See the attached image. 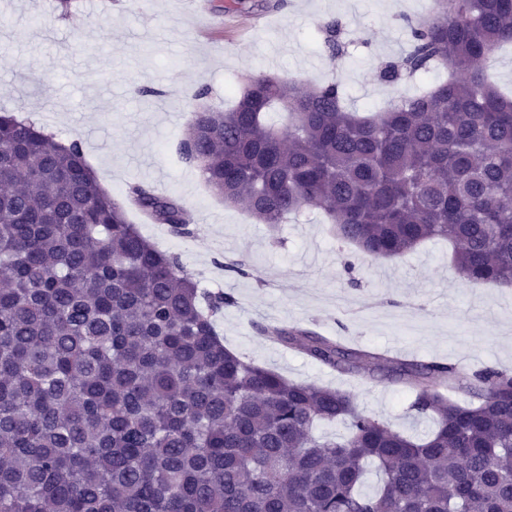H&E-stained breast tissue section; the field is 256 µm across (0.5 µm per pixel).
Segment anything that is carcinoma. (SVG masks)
Wrapping results in <instances>:
<instances>
[{
    "mask_svg": "<svg viewBox=\"0 0 512 512\" xmlns=\"http://www.w3.org/2000/svg\"><path fill=\"white\" fill-rule=\"evenodd\" d=\"M411 36L382 79L438 62L448 78L369 117L338 80L252 77L229 111L201 87L178 154L263 224L315 208L373 259L444 239L463 282L512 283V97L479 66L512 42V0H437ZM127 199L193 233L176 198L134 181ZM233 303L140 234L78 142L1 114L0 512H512V371L259 327L340 375L404 385L434 422L414 437L226 347L216 318Z\"/></svg>",
    "mask_w": 512,
    "mask_h": 512,
    "instance_id": "cac0c4a2",
    "label": "carcinoma"
}]
</instances>
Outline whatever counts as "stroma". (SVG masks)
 <instances>
[{
    "label": "stroma",
    "instance_id": "obj_1",
    "mask_svg": "<svg viewBox=\"0 0 512 512\" xmlns=\"http://www.w3.org/2000/svg\"><path fill=\"white\" fill-rule=\"evenodd\" d=\"M0 0V113L36 115L56 141H78L100 184L124 200L141 181L176 197L195 233L169 235L137 209L129 219L180 256L211 292L234 298L218 319L224 343L285 377L351 392L359 410L395 430H429L408 413L409 394L363 374L344 377L257 333L270 320L297 323L349 346L402 358L512 370V286L460 281L452 248L432 240L386 260L342 247L314 209L278 230L224 204L177 145L192 119L185 96L210 90L224 109L248 78L274 74L322 85L340 80L356 112L387 106L382 80L410 47V22L432 0ZM337 21L340 52L321 26ZM245 261L250 277L226 271Z\"/></svg>",
    "mask_w": 512,
    "mask_h": 512
}]
</instances>
